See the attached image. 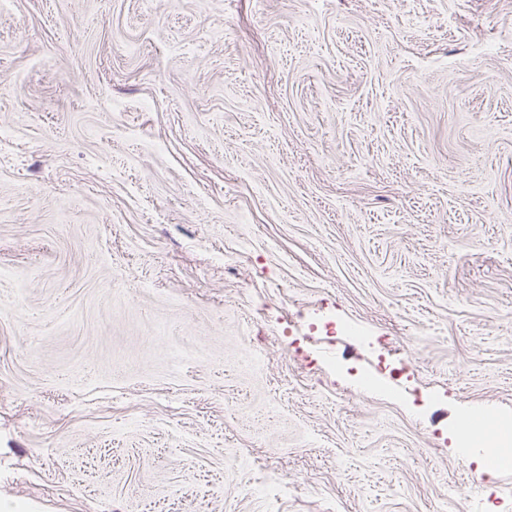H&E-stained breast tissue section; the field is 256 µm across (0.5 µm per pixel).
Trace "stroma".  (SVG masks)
<instances>
[{"label":"stroma","instance_id":"35a3bbf8","mask_svg":"<svg viewBox=\"0 0 512 512\" xmlns=\"http://www.w3.org/2000/svg\"><path fill=\"white\" fill-rule=\"evenodd\" d=\"M0 503L512 512V0H12Z\"/></svg>","mask_w":512,"mask_h":512}]
</instances>
